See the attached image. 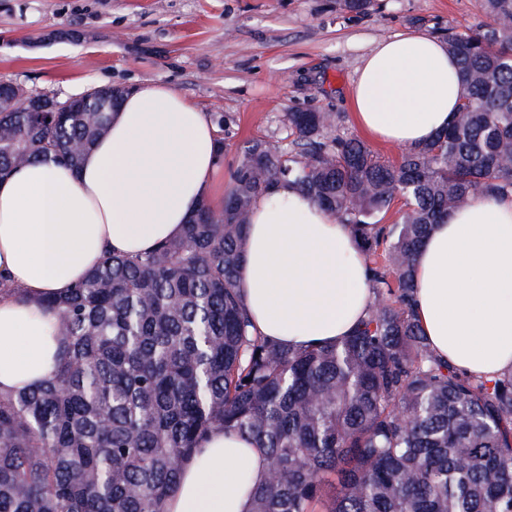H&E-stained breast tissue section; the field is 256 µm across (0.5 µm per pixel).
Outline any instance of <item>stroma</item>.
I'll return each instance as SVG.
<instances>
[{
    "mask_svg": "<svg viewBox=\"0 0 512 512\" xmlns=\"http://www.w3.org/2000/svg\"><path fill=\"white\" fill-rule=\"evenodd\" d=\"M488 23L481 0H376L364 14L336 0H0V81L61 99L103 83L171 86L227 117L216 176L227 190L243 146H288V113L333 112L327 137L358 135L349 97L378 41Z\"/></svg>",
    "mask_w": 512,
    "mask_h": 512,
    "instance_id": "1",
    "label": "stroma"
}]
</instances>
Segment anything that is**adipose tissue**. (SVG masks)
I'll list each match as a JSON object with an SVG mask.
<instances>
[{
  "label": "adipose tissue",
  "instance_id": "adipose-tissue-1",
  "mask_svg": "<svg viewBox=\"0 0 512 512\" xmlns=\"http://www.w3.org/2000/svg\"><path fill=\"white\" fill-rule=\"evenodd\" d=\"M463 87L444 42L424 32L379 41L357 70L355 124L395 145L428 141ZM220 143L209 115L173 87L127 94L82 166L29 164L0 181V390L40 384L55 365L58 319L43 305L69 293L109 254L134 256L181 235L223 203ZM240 269L258 335L292 347L348 336L372 302L349 225L280 184L249 213ZM415 311L435 355L488 380L512 372V194L478 196L433 227L417 254ZM268 473L262 451L213 429L181 466L164 512H251Z\"/></svg>",
  "mask_w": 512,
  "mask_h": 512
}]
</instances>
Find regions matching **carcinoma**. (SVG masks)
Returning <instances> with one entry per match:
<instances>
[{
	"label": "carcinoma",
	"instance_id": "cac0c4a2",
	"mask_svg": "<svg viewBox=\"0 0 512 512\" xmlns=\"http://www.w3.org/2000/svg\"><path fill=\"white\" fill-rule=\"evenodd\" d=\"M443 41L464 95L448 127L391 165L331 112L288 113V148L242 152L224 207L136 257L108 256L45 306L61 353L31 390L0 391V512H162L181 464L215 427L264 451L252 512H512V372L494 381L438 359L413 305L415 258L448 211L512 192V0ZM0 100V179L40 160L78 166L112 113ZM297 185L351 226L373 301L333 345L255 334L239 269L247 216ZM399 220L382 223L395 201Z\"/></svg>",
	"mask_w": 512,
	"mask_h": 512
}]
</instances>
